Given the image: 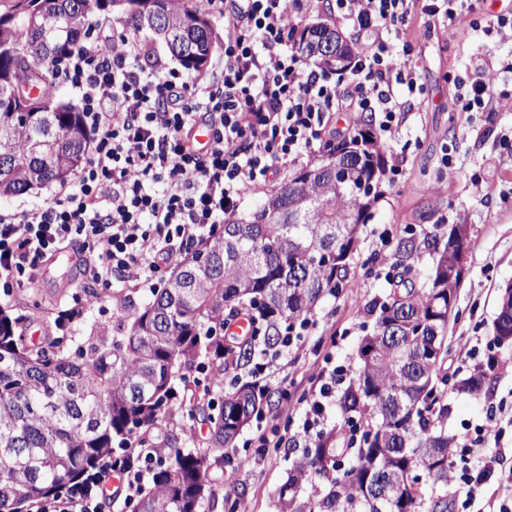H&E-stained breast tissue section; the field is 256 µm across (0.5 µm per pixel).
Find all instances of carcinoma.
I'll list each match as a JSON object with an SVG mask.
<instances>
[{
  "mask_svg": "<svg viewBox=\"0 0 512 512\" xmlns=\"http://www.w3.org/2000/svg\"><path fill=\"white\" fill-rule=\"evenodd\" d=\"M120 10L132 33L150 32L188 70L209 61L214 27L209 15L184 0H139V9L116 0H52L40 17L50 30L36 44L25 21L0 26V196L21 195L52 183L69 182L86 161L91 138L80 112L56 96L58 72L51 63L70 54L86 36L89 19ZM191 18L198 28L182 26ZM336 34L331 26L306 27L294 39L306 60L329 68L336 60L306 50L304 40ZM31 85L42 104L21 112L16 88ZM343 156L344 181L327 160L294 175L247 217L224 225L177 266L152 299L129 301L112 322L90 332L75 354L56 346L26 344L17 334L23 317L0 308V512H27L87 470L126 438L167 450L154 464L136 512H200L224 483V449L234 447L253 415L271 402V392L240 377L224 378L248 366L255 355L251 337L224 343V321L246 306L269 317L260 342L277 348L286 325L306 317L326 295L346 287L361 226L370 217L383 177L385 158L369 120ZM401 283L414 282V257L429 256L426 280L405 291L395 288L374 303L373 328L361 340L357 367L337 400L343 416L358 424V435L341 448L327 430L304 447L305 462L280 490L279 512H449L448 461L452 440L441 421L448 417V389L486 395L497 362L448 384V300L456 299L459 277H451L448 226L414 231L397 244ZM512 302L500 298L493 340L501 345V318ZM216 377L204 397L192 394L189 415L211 427L210 448L185 447L177 434L158 439L154 430L173 415L179 399L175 381L199 385L192 369ZM347 454L353 464L343 479L316 498L297 492L300 470L322 475ZM424 472L431 480L419 482ZM396 486L388 498L382 490Z\"/></svg>",
  "mask_w": 512,
  "mask_h": 512,
  "instance_id": "cac0c4a2",
  "label": "carcinoma"
}]
</instances>
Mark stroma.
Listing matches in <instances>:
<instances>
[{
    "label": "stroma",
    "instance_id": "35a3bbf8",
    "mask_svg": "<svg viewBox=\"0 0 512 512\" xmlns=\"http://www.w3.org/2000/svg\"><path fill=\"white\" fill-rule=\"evenodd\" d=\"M415 30V52L428 99L421 110L410 112L395 141L383 144L384 151H403L404 175L399 182L383 183L382 195L361 230L346 288L316 304L304 350L283 357L287 386L274 391L271 404L229 449L232 458L249 457L250 470L227 477L214 499L205 502L203 512H228L234 501L246 512H277L279 490L301 454L283 441L286 429L301 420L299 399L313 392L325 360L355 366L363 330L374 320L370 307L390 292L395 247L406 226L464 224L476 242L456 294L458 318L448 332L449 376L461 375L457 361L461 351L493 334L501 288L512 281V151L499 141L500 130L512 128V108L491 114L456 111L455 88L448 78L465 76L480 55L512 57V41L496 40L479 29L448 31L419 24ZM445 145L454 149L450 171L439 164ZM79 281L76 255L64 251L48 274H36L32 286L14 296L11 306L26 315L29 330L51 325L58 309L70 304L71 287ZM150 297L149 288L134 285L102 291L100 300L70 324L64 350H74L75 338L89 335L97 325L111 323L124 302L143 304ZM498 355L503 367L489 396L476 400L471 394L449 391L445 427L449 434L460 435L484 421L489 405L503 404L498 446L506 467L512 468V349L499 350ZM265 439L270 442L266 448L261 445Z\"/></svg>",
    "mask_w": 512,
    "mask_h": 512
}]
</instances>
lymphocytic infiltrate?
<instances>
[{"mask_svg": "<svg viewBox=\"0 0 512 512\" xmlns=\"http://www.w3.org/2000/svg\"><path fill=\"white\" fill-rule=\"evenodd\" d=\"M200 2L224 11L220 80L187 86L179 71L150 56L143 37L127 32L115 39L98 35L60 62L81 99L95 151L53 200L0 216V298L11 299L44 262L68 248L77 251L92 285L161 281L191 246L217 234L244 194L276 181L336 138L335 113H351L355 126L365 114L377 115L378 136L394 139L406 101L427 97L413 55V16L512 39V14L485 16L480 0H334L337 22L368 36L356 44L350 66L336 73L285 48L313 0ZM508 73L512 59L476 65L455 80L458 110L495 111L496 85ZM199 124L210 133L204 148L193 135ZM311 325L304 318L285 328L278 350L257 354L251 376L283 383L281 355L300 351ZM345 373L341 366L322 372L319 394L307 400L291 443L313 438ZM498 433L489 418L454 444L460 464L449 469L448 485L466 499L500 473L496 455L485 451ZM154 458V449L130 438L121 456L32 502L29 512H112L130 505ZM116 474L122 486L114 492L107 485Z\"/></svg>", "mask_w": 512, "mask_h": 512, "instance_id": "lymphocytic-infiltrate-1", "label": "lymphocytic infiltrate"}]
</instances>
